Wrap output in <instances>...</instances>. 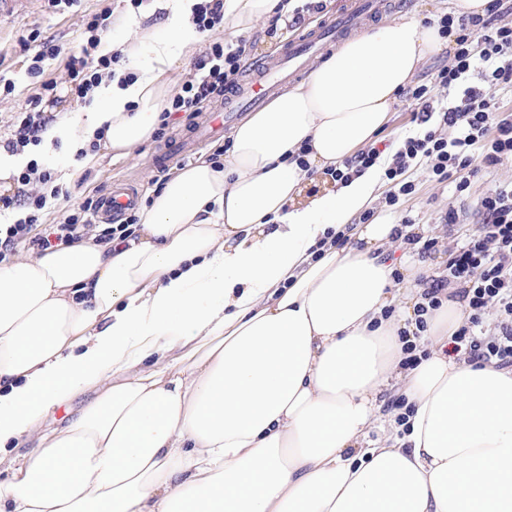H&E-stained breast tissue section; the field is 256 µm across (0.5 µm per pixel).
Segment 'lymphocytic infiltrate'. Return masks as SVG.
I'll use <instances>...</instances> for the list:
<instances>
[{
    "instance_id": "obj_1",
    "label": "lymphocytic infiltrate",
    "mask_w": 512,
    "mask_h": 512,
    "mask_svg": "<svg viewBox=\"0 0 512 512\" xmlns=\"http://www.w3.org/2000/svg\"><path fill=\"white\" fill-rule=\"evenodd\" d=\"M111 9L87 14L84 40L66 48L34 30L25 42L35 45L28 72L40 80L38 92L24 112L17 116L16 130L4 145L17 155L42 143V135L56 117L41 111L44 97L52 96L56 85L43 79V64L61 60L72 92L79 103H87L103 78L114 76L123 60L121 51L99 53L108 31ZM441 36H452L450 64L438 67L429 82L403 89L419 130L405 137L401 148L384 170L391 189L385 197L390 209H397L401 197L410 195L414 185L408 178L418 161L429 162L438 181L455 180L458 193L470 186L469 172L474 159L494 167L512 159V119L499 117L497 93L512 88V0H490L485 14L440 18ZM255 44L249 40L209 42L204 55L194 64L193 75L169 99L160 115L169 124L180 112H198L224 97L239 81L245 62ZM448 92V99L432 94L433 88ZM454 137H447V130ZM11 194H0V212L13 210L11 222L0 224V265L10 264L18 251L41 254L73 246L86 238L109 244L135 240V213L121 223L96 221L98 202L72 199L71 191L58 183L56 173L39 159H30L13 178ZM67 201L68 214L58 224L42 221L44 210L53 202ZM481 225L452 253L442 275L424 277L423 296L429 308H439L448 296L462 301L466 320L451 338L453 353L467 361L512 368V185L487 192L477 203Z\"/></svg>"
}]
</instances>
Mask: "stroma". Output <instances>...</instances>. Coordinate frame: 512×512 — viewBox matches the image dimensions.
Returning <instances> with one entry per match:
<instances>
[{"instance_id": "stroma-1", "label": "stroma", "mask_w": 512, "mask_h": 512, "mask_svg": "<svg viewBox=\"0 0 512 512\" xmlns=\"http://www.w3.org/2000/svg\"><path fill=\"white\" fill-rule=\"evenodd\" d=\"M112 8L113 15L105 38L111 49H123V41L129 32V22H138L140 28L162 30L166 12L164 9H151L149 5L133 8L129 0H76L67 7L54 5L52 0H30L22 14L0 20V79L15 83L16 90L11 97L0 99V145L10 138L17 112L36 92V81L27 73L32 56L22 39L31 30H39L42 36L54 39L64 47L79 45L84 37L83 19L89 12ZM198 115L179 114L170 122L164 138L155 139L136 147L129 156L115 159L104 156L89 173L76 170V158L68 143H61L53 149L51 167L62 181L71 187L78 197L100 196L111 183L129 181L138 188L140 204H148L155 195L159 183L166 181L169 171L156 169L152 164L155 154L165 143L189 133L198 123ZM415 185L413 194L400 201V213L412 219L418 234L438 238L439 251L427 258L424 267L427 274L444 269L448 258L466 236L474 232L477 218L474 214L476 201L495 186L512 182V160L504 161L493 168L474 164L470 176L468 198H458L455 186L450 182L436 181L428 163H420L409 173ZM462 210L465 225L462 230L449 231L442 218L448 208Z\"/></svg>"}]
</instances>
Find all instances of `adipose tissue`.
Returning <instances> with one entry per match:
<instances>
[{"label":"adipose tissue","instance_id":"1","mask_svg":"<svg viewBox=\"0 0 512 512\" xmlns=\"http://www.w3.org/2000/svg\"><path fill=\"white\" fill-rule=\"evenodd\" d=\"M192 4L175 0L163 34L128 37L136 80L73 113L81 167L99 161L92 141L121 158L154 138L199 43ZM294 7L224 0V32ZM445 45L417 11L362 28L239 121L221 162L167 180L129 246L86 239L0 266V512H512V370L449 352L461 302L426 314V355L404 363L423 290L410 270L394 282V225L355 221L389 157L296 202ZM348 229L355 245L336 247ZM91 386L81 415L41 434ZM390 396L407 425L383 412Z\"/></svg>","mask_w":512,"mask_h":512}]
</instances>
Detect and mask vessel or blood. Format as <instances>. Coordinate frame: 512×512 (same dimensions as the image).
<instances>
[{
  "instance_id": "1",
  "label": "vessel or blood",
  "mask_w": 512,
  "mask_h": 512,
  "mask_svg": "<svg viewBox=\"0 0 512 512\" xmlns=\"http://www.w3.org/2000/svg\"><path fill=\"white\" fill-rule=\"evenodd\" d=\"M383 7L384 0H349L344 13L327 17L309 34L288 43L275 70L262 68L254 71L234 101L224 107L222 114L215 116L204 113L193 135L176 139L165 147L156 157L157 164L162 166L172 159L184 157L204 141L221 136L225 126L233 122L235 113L261 107L276 87L294 81L302 73L306 60L323 54L335 44L356 18L377 14ZM137 201L138 191L135 187H121L103 196L100 211L112 221L125 215Z\"/></svg>"
}]
</instances>
